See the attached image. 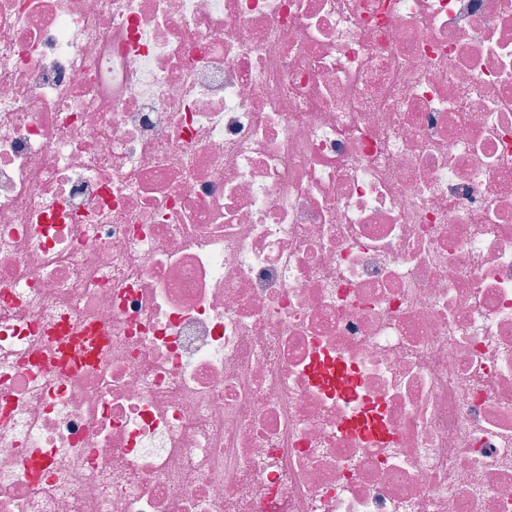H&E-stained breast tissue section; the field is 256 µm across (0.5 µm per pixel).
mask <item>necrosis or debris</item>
Listing matches in <instances>:
<instances>
[{
  "instance_id": "4bbe7bcc",
  "label": "necrosis or debris",
  "mask_w": 512,
  "mask_h": 512,
  "mask_svg": "<svg viewBox=\"0 0 512 512\" xmlns=\"http://www.w3.org/2000/svg\"><path fill=\"white\" fill-rule=\"evenodd\" d=\"M0 512H512V0H0Z\"/></svg>"
}]
</instances>
